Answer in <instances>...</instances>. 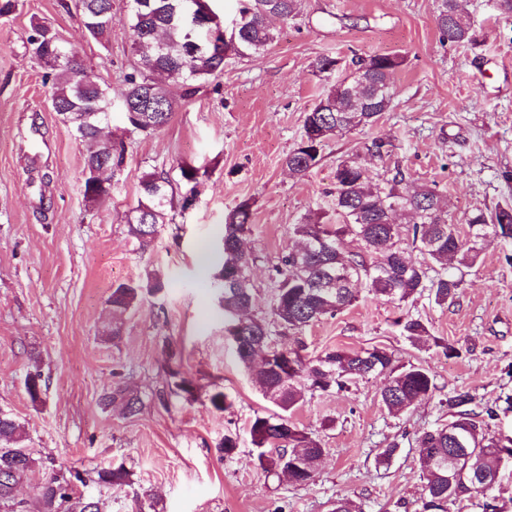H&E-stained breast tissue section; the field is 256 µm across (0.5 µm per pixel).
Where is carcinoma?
<instances>
[{"mask_svg":"<svg viewBox=\"0 0 512 512\" xmlns=\"http://www.w3.org/2000/svg\"><path fill=\"white\" fill-rule=\"evenodd\" d=\"M134 6L128 17L132 48L138 57L137 72L125 78L122 93L124 114L132 130L152 133L169 123L176 109L190 102L209 78L224 71V61L235 56L250 57L266 51L276 40V30L268 19L283 21L297 16L299 0H237V15L226 36L208 40L209 31L191 30L182 20L191 10H211L206 0H150L149 10ZM69 8L81 19L83 33L103 35L112 27V0H71ZM436 25L442 42L473 43L471 26L459 0H438ZM44 25L32 27L28 49L49 67L53 111L69 122L76 139L85 147L84 166L105 163L112 173L121 171L126 159L122 142L104 138V119L112 112V84L93 76L81 64L51 60L55 50L71 43L54 40L43 33ZM339 58L322 55L313 67L328 77L336 72ZM399 54L354 57L345 77L347 90L333 86L304 115L303 135L284 159L288 170L299 176L315 168L329 136L373 125L388 111L394 97L393 76L404 65ZM180 87V99L171 97L168 86ZM391 140L374 137L363 142L360 151L342 160L335 182L328 192L336 223L322 222L320 214L307 216L292 226L297 249L274 266L275 288L270 312L248 315L255 299L249 275L253 253L245 235L252 221L249 201L240 202L224 217V251L216 261L214 280L225 279L219 289L224 311V327L232 337L239 361L252 369L263 395L281 413L257 415L250 434L253 444L275 452L258 454V466L265 478L288 472L295 485L315 481L325 448L307 431L292 422L289 413L303 403L307 393L342 390L348 382L371 373L388 371L390 382L381 392L386 408L395 413L415 403L431 399L437 390L435 376L424 365H394V352L385 347L361 351L328 349L321 355H305L302 334L307 327L334 316L358 297L362 283L369 294L388 302L406 303L427 291L439 305L454 302L462 279L448 272V264L470 267L479 259L488 242L512 235V207H498L486 213L477 210L465 217L466 230L448 222V212L440 195L429 188L412 189L405 174L395 168L391 175L373 181L367 176L366 159L382 161L393 152ZM172 182L164 172H151L141 181V199L126 214L129 232L142 243L149 242L157 226L167 223V203ZM112 185L107 178L84 181V197L94 202L109 198ZM422 260L412 257V252ZM164 283L155 278L146 284L120 283L112 287L108 303L112 329L107 336H122L125 315L143 295L162 291ZM414 347L430 337L427 326L411 315L396 321ZM275 335L288 336V344L276 347L272 359L253 365V344L271 343ZM120 403L133 414L141 399L125 387L104 393L100 404ZM474 396L457 390L448 397V423L423 432L419 438L421 475L426 498L421 512H448V505L493 489L500 472V442L488 436L481 413L473 407ZM23 436L16 421L0 415V512H15L21 482L34 459L21 446ZM470 457L467 478H457L453 460L460 453ZM92 482L103 488L130 483V471L122 463L96 471ZM86 485L85 472L70 468L54 475L43 487L41 497L48 512H98V502L76 494L77 485Z\"/></svg>","mask_w":512,"mask_h":512,"instance_id":"1","label":"carcinoma"}]
</instances>
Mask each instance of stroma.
<instances>
[{
  "label": "stroma",
  "instance_id": "stroma-1",
  "mask_svg": "<svg viewBox=\"0 0 512 512\" xmlns=\"http://www.w3.org/2000/svg\"><path fill=\"white\" fill-rule=\"evenodd\" d=\"M113 2L115 21L101 40L81 36L66 0H17L0 18V413L19 424L34 460L17 491L24 512H45L38 488L54 474L111 463L125 464L131 481L84 487L100 512H330L341 496L364 512H420L418 438L448 421L454 391L494 410L488 434L512 438V240L493 241L463 269L454 304L423 295L401 309L364 291L306 329L310 356L386 347L397 363L429 367L438 386L431 400L400 414L381 401L384 374L307 396L291 419L326 450L308 486L258 470L251 422L275 407L237 358L202 257L219 245L225 214L250 201L253 310L268 313L273 267L297 246L292 225L326 208L338 161L376 136L396 149L368 162L369 176L398 167L411 186H436L449 221L512 205V20L499 15L496 0H461L476 41L454 45L440 41L437 0H300L295 20L274 21L278 38L266 52L226 59L223 74L165 128L143 135L129 132L120 103L137 58L127 0ZM35 22L54 28L89 72L112 84L106 131L127 154L101 203L84 197L85 148L53 112L46 69L27 50ZM394 53L406 62L394 76L391 108L374 126L332 137L308 176L290 173L283 160L301 139L304 114L332 85L313 61ZM183 164L202 172L197 200L186 209L174 195L169 223L141 248L125 220L140 181L155 171L178 177ZM154 277L164 291L126 315L120 342H103L113 285ZM405 311L456 343L460 357L410 346L394 324ZM173 360L194 394L175 389L166 371ZM35 370L46 381L36 400L25 385ZM116 385L140 395L137 415L100 405ZM216 390L231 408L211 405ZM228 434L237 447L224 458L217 446ZM389 447L394 455L380 463Z\"/></svg>",
  "mask_w": 512,
  "mask_h": 512
}]
</instances>
